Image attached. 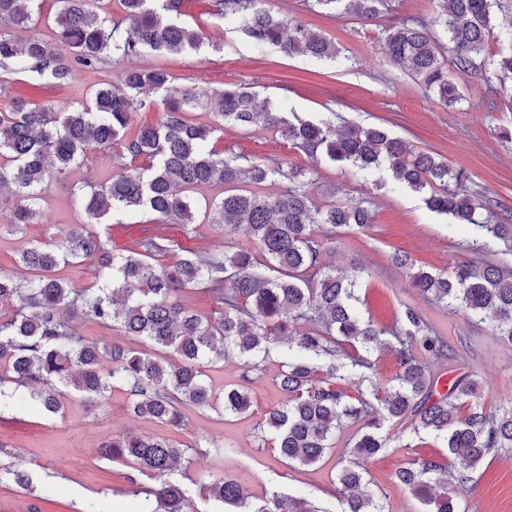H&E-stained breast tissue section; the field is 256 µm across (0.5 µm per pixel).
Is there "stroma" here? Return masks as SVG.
Returning <instances> with one entry per match:
<instances>
[{
    "mask_svg": "<svg viewBox=\"0 0 512 512\" xmlns=\"http://www.w3.org/2000/svg\"><path fill=\"white\" fill-rule=\"evenodd\" d=\"M266 8L295 17L322 33L340 49L338 61L289 56L279 49L258 48L239 23L214 13L213 0H184L181 22L206 38L199 50L179 55L147 54L137 65L167 70L172 86L221 88L233 83L259 91L289 116L314 122L341 115L363 126H380L417 149L431 151L450 165L465 168L473 190L485 193L502 212H512V92L492 93L483 70L456 75L464 92L461 103L442 105L384 53V30L407 20L430 19L436 0H389V9L375 23L337 18L307 0H265ZM122 66L106 64L79 74L74 85L58 87L34 73L15 75L11 98L29 103L75 106L104 81L119 85ZM215 149L268 162L306 169L308 190L315 204L332 200L365 203L373 215L365 231L348 229L325 240L324 265L339 272L362 268L360 310L375 324L387 327L405 307L414 308L430 329L448 342L447 359L430 363L432 377L478 375L486 409L512 403V344L496 336L488 324L416 293L408 275L393 256L408 253L428 270L450 271L458 262L483 261L512 268V247L488 236H475L449 216L434 212L426 196L397 184L386 170L363 175L357 169L328 161L311 162L281 137L261 127L225 126L211 140ZM117 152L101 151L84 158L78 167L47 190L38 223L24 232L0 233V272L27 277L20 261L29 242L42 239L46 225L74 224L79 217L69 206V184L107 181L119 170ZM168 235L179 248L221 254L244 237H225L221 227L197 225L185 234L172 224ZM280 360L270 356L250 382L241 378L240 362L232 358L209 365L206 374L213 391L245 386L251 401L248 413L234 418L211 409L186 408L187 421L177 431L133 417L129 396L112 390L96 409L70 396L62 414L43 412L30 396L0 401V512H141L144 495L126 493V478L135 474L132 463H113L100 457V445L112 436L134 432L167 436L191 446L190 465L174 472V480L194 493L197 512H218L215 501L199 498L202 484L232 474L250 496L272 492L303 493L328 512H340L334 497L338 459L352 445L354 427L336 435V446L314 467H288L273 443L258 445L255 428L265 412L280 407L284 397L276 385ZM388 444L367 465L366 489L379 499L383 512H421L420 502L396 478L414 456L447 462L448 451L426 433H415L409 420L386 423ZM230 446L226 456L199 454L206 441ZM24 469L31 490L20 489L10 466ZM463 512H512V448L491 453L476 475L473 489L461 501Z\"/></svg>",
    "mask_w": 512,
    "mask_h": 512,
    "instance_id": "stroma-1",
    "label": "stroma"
}]
</instances>
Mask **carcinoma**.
<instances>
[{"mask_svg": "<svg viewBox=\"0 0 512 512\" xmlns=\"http://www.w3.org/2000/svg\"><path fill=\"white\" fill-rule=\"evenodd\" d=\"M36 2L0 0V95L18 73L68 86L80 70L125 62L147 50L182 54L202 44L197 32L160 19L162 11L179 12L183 0H120L119 22L100 12L102 0H58L57 45L31 32ZM315 2L338 18L366 23L381 17L386 4ZM215 8L220 18L242 22L260 46L316 60L340 55L335 43L298 20L272 13L263 0H216ZM505 11L503 0H438L430 20L384 30L386 57L451 105L460 92L450 73L475 67ZM14 29L28 35L17 37ZM503 42L497 57L484 64L494 93V84L512 82V32ZM170 85L169 73L161 68L127 67L121 86L102 83L72 109L30 107L19 100L0 109V187L9 188L13 198L11 208L0 206L1 230L18 232L36 223L45 187L92 150L119 147V158L145 161L90 193L71 185L70 203L82 220L65 229L48 225L45 237L21 252L20 262L31 276L18 279L0 272V385L7 381L30 389V397L50 413L59 412L62 398L72 393L94 403L121 388L136 417L178 429L185 407L214 408L206 364L235 356L247 381L276 347L282 359L277 386L286 402L257 424L261 442L272 440L289 466L308 467L332 448L337 430L362 423L336 472L341 512H383L380 502L363 491L366 464L387 445L384 423L408 419L414 432L424 431L448 448L455 472L447 482L441 478L442 463L417 457L398 470V481L424 512H458L457 493L475 483L486 458L512 447V412L486 409L471 375L453 381L446 395L437 394L423 359L447 357L448 342L432 333L412 307L390 327L363 319L353 305L357 275L322 267L323 239L336 236L338 229L368 228V208L336 201L318 207L303 170L226 156L209 140L226 124L246 129L260 123L312 161L325 158L362 172L387 167L407 188L428 193L431 210L478 236L512 241V223L499 217L495 200L469 190L468 171L382 127L292 122L268 99L238 85L188 89L177 97ZM152 96L160 98L162 118L130 128L135 111ZM203 101L212 110V125L187 118ZM276 180L285 182L279 192L261 191ZM200 189L215 191L201 217L192 198ZM138 212L152 214L159 228L129 248L111 251L95 225L119 224ZM199 220L224 228L226 236L242 235L252 246L221 256L172 254L173 240L160 225L180 224L187 232ZM89 256L98 261L88 287L77 288L59 274L61 267ZM166 257L170 261L162 262ZM396 262L409 268L410 286L419 293L490 320L495 335L512 343L511 269L458 263L446 275L416 270L406 257ZM199 288L210 294L219 316L209 319L184 302L188 291ZM82 317L119 330L129 345L83 335L74 325ZM139 342L152 345L156 354L134 349ZM376 350L392 353L399 366L387 383L367 374L372 369L367 354ZM355 380L367 383L366 389L345 387ZM249 408L244 389L224 391V415L239 416ZM188 451L166 437L124 434L102 444L99 455L131 461L153 479L144 489L129 478V492L144 493L152 502L149 512H192L188 490L171 479L188 460ZM202 490L224 505V512H330L313 499L278 492L253 504L233 475L217 477Z\"/></svg>", "mask_w": 512, "mask_h": 512, "instance_id": "carcinoma-1", "label": "carcinoma"}]
</instances>
